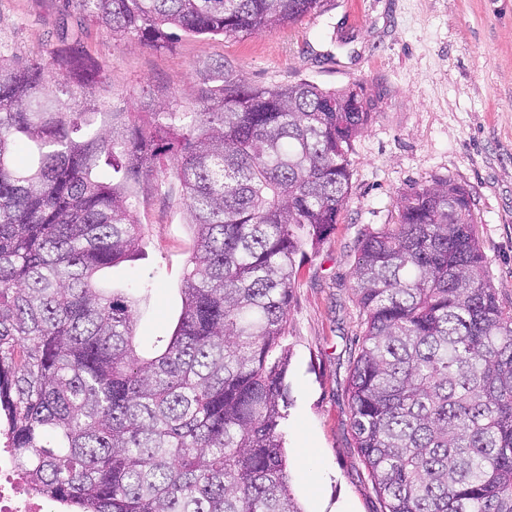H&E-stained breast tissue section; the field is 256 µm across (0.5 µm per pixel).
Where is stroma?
<instances>
[{
	"mask_svg": "<svg viewBox=\"0 0 512 512\" xmlns=\"http://www.w3.org/2000/svg\"><path fill=\"white\" fill-rule=\"evenodd\" d=\"M65 33L103 64L116 111L158 100L190 110L220 64L256 85L306 79L336 91L360 86L374 99L351 143L338 224L301 262L292 290L283 338L292 405L281 433L303 512H382L351 430L348 381L361 332L356 245L397 223L401 193L451 180L472 193L491 284L512 310V0H323L291 29L183 33L163 49L76 22L59 0H0L1 57L47 56ZM138 217L146 226L141 252L98 279L117 290L148 284L136 305V351L144 356L181 311L192 229L175 177L149 188Z\"/></svg>",
	"mask_w": 512,
	"mask_h": 512,
	"instance_id": "stroma-1",
	"label": "stroma"
}]
</instances>
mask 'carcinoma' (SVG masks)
Wrapping results in <instances>:
<instances>
[{"label":"carcinoma","mask_w":512,"mask_h":512,"mask_svg":"<svg viewBox=\"0 0 512 512\" xmlns=\"http://www.w3.org/2000/svg\"><path fill=\"white\" fill-rule=\"evenodd\" d=\"M322 0H62L130 42L244 37ZM104 67L0 59V414L27 481L76 512H303L279 432L295 257L338 223L372 102L220 65L192 112H114ZM64 85L65 91L54 89ZM194 247L182 309L134 349L132 297L96 274L139 253L164 159ZM351 429L383 512H512V312L450 181L400 196L358 244Z\"/></svg>","instance_id":"obj_1"}]
</instances>
